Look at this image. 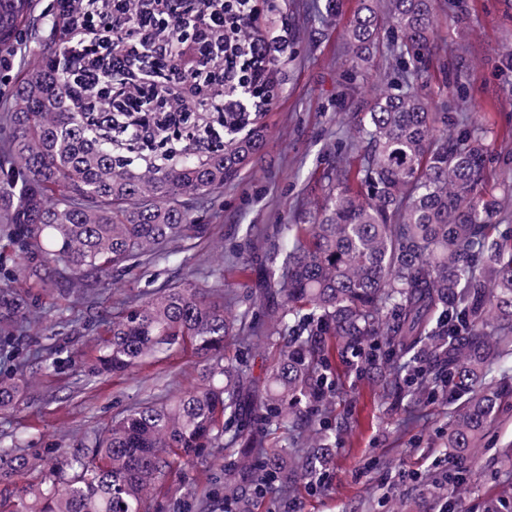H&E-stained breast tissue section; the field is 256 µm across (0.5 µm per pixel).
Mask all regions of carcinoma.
Segmentation results:
<instances>
[{
  "label": "carcinoma",
  "mask_w": 512,
  "mask_h": 512,
  "mask_svg": "<svg viewBox=\"0 0 512 512\" xmlns=\"http://www.w3.org/2000/svg\"><path fill=\"white\" fill-rule=\"evenodd\" d=\"M125 28L109 39L112 71L92 83L76 62L93 47L76 33L105 23L111 0H0V412L16 407L17 359L27 299L18 289L64 282L75 288L140 265L206 227L192 223L194 203L224 188L262 149L263 113L225 122L224 90L196 100L158 95L176 111L208 119L198 129L158 112L149 142L122 134L119 103L101 97L136 39L143 0H126ZM434 0H385L397 36L387 47L392 76L357 113L356 168L327 171L324 194L285 226L288 251L271 275V301L259 328L248 313L232 320L217 300L221 281L187 279L129 301L106 321L111 339L89 375L124 372L191 348L204 359L201 381L172 400L132 408L73 448L0 446V482L44 460L48 480L22 492L14 512H145L157 483L208 448L238 451L239 479H224L236 512H257L270 491L293 496L331 454L336 426V349L359 370L379 372L387 397L420 393L462 400L448 421V458L477 457L512 393V374L484 379L512 353V225L498 224L500 203L485 195L489 149L482 122L464 114L448 132L415 91L434 35ZM164 34L180 48L186 29ZM374 0L348 27L351 66L379 49ZM40 41L46 53L14 67ZM249 351L279 347L264 393L246 362L225 356L227 342ZM409 374L402 375L404 369ZM261 425H235L246 402ZM293 433L271 443L272 427Z\"/></svg>",
  "instance_id": "1"
}]
</instances>
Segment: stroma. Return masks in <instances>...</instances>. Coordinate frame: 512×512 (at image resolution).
I'll return each mask as SVG.
<instances>
[{
    "label": "stroma",
    "mask_w": 512,
    "mask_h": 512,
    "mask_svg": "<svg viewBox=\"0 0 512 512\" xmlns=\"http://www.w3.org/2000/svg\"><path fill=\"white\" fill-rule=\"evenodd\" d=\"M362 0H275L273 19L287 31L292 54L278 73L277 96L265 118L261 152L239 175L194 211L208 230L166 246L160 257L92 280L74 293L27 289L32 324L19 352L62 357L59 367L27 370L18 407L0 414V444L70 448L136 404L181 394L198 382V358L175 352L144 369L87 379L107 341L101 319L125 301L193 276L223 277L230 316L268 287L274 259L288 248L281 233L307 199L320 196L323 173L349 164L356 110L376 94L389 66L376 54L350 70L346 30ZM512 0H436L434 43L418 90L432 111L481 115L491 151L487 194L512 184ZM449 407L442 398L393 402L377 375L348 371L336 398V449L323 489L293 500L267 496L265 512H487L512 485V399L485 437L479 458L460 472L464 494L447 480L444 446ZM224 454L205 455L161 484L150 512H172L177 485L220 491Z\"/></svg>",
    "instance_id": "35a3bbf8"
}]
</instances>
